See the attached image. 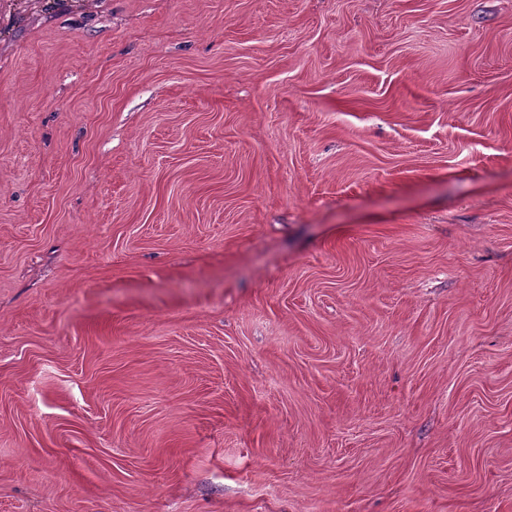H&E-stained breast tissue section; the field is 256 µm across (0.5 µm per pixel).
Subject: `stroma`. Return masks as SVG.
I'll return each mask as SVG.
<instances>
[{
    "label": "stroma",
    "instance_id": "stroma-1",
    "mask_svg": "<svg viewBox=\"0 0 512 512\" xmlns=\"http://www.w3.org/2000/svg\"><path fill=\"white\" fill-rule=\"evenodd\" d=\"M0 0V512H512V0Z\"/></svg>",
    "mask_w": 512,
    "mask_h": 512
}]
</instances>
